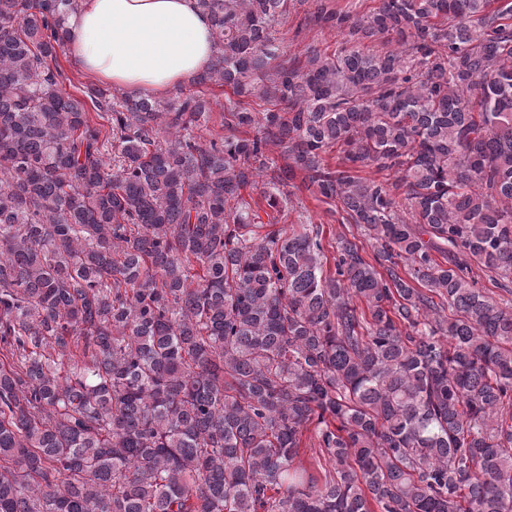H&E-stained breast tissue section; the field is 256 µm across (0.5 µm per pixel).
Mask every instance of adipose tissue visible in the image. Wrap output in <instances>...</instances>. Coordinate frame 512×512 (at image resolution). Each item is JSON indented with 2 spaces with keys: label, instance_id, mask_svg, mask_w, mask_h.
Here are the masks:
<instances>
[{
  "label": "adipose tissue",
  "instance_id": "1",
  "mask_svg": "<svg viewBox=\"0 0 512 512\" xmlns=\"http://www.w3.org/2000/svg\"><path fill=\"white\" fill-rule=\"evenodd\" d=\"M66 29V52L88 76L153 99L189 82L216 51L199 0H82Z\"/></svg>",
  "mask_w": 512,
  "mask_h": 512
}]
</instances>
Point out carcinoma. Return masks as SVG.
I'll return each instance as SVG.
<instances>
[{"mask_svg":"<svg viewBox=\"0 0 512 512\" xmlns=\"http://www.w3.org/2000/svg\"><path fill=\"white\" fill-rule=\"evenodd\" d=\"M199 3L219 140L63 87L81 0H0V512H512V0H311L302 64L293 0ZM298 175L372 254L258 223ZM310 1L302 6L296 4V11L288 15V19L278 27L276 38L281 60L304 59L310 48L317 47L331 54L340 48L342 37L336 32L321 29L314 24L305 26L304 17L309 10ZM302 25L298 28L299 24Z\"/></svg>","mask_w":512,"mask_h":512,"instance_id":"obj_1","label":"carcinoma"}]
</instances>
